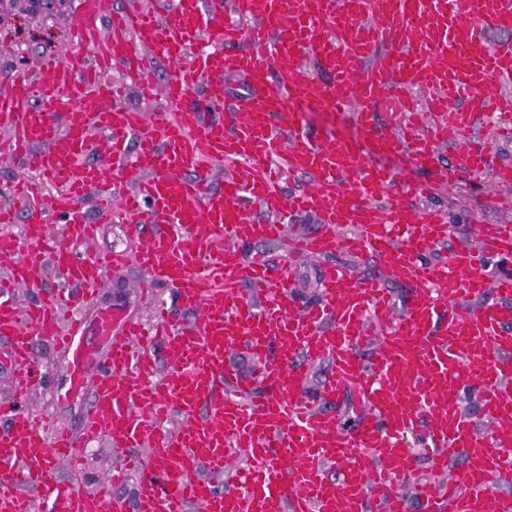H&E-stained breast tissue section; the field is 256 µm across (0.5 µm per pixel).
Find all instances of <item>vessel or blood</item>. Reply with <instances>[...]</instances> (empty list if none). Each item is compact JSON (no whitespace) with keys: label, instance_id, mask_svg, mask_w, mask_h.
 I'll return each mask as SVG.
<instances>
[{"label":"vessel or blood","instance_id":"1","mask_svg":"<svg viewBox=\"0 0 512 512\" xmlns=\"http://www.w3.org/2000/svg\"><path fill=\"white\" fill-rule=\"evenodd\" d=\"M69 27L84 50L45 55L34 75L0 89V127L10 132L0 152L62 188L47 208L37 184L20 182L15 206L0 208L1 224L24 223L23 237L0 235V368L12 381L11 400L0 405V512H30L36 493L48 512H368L373 504L411 512L415 502L423 512H485L492 495L498 512H512L503 490L512 482V275L487 276L490 261L512 262V224L460 243L450 261H431L449 233L444 215L417 207L433 185L399 189L396 173L370 164L352 141L309 133L302 121L322 108L350 118L375 154L440 168L445 183L479 171L493 149L474 139L471 102L495 107L505 118L501 137L512 138V45L488 39L512 33V11L501 0H154L121 9L78 0ZM194 43L204 52L185 59ZM308 60L315 73L300 77ZM159 61L173 66L161 86ZM115 69L124 84L105 80ZM233 75L248 77L250 96L228 127L224 79ZM129 87L145 97L163 92L165 110L148 117L119 106ZM416 89L428 91L425 104ZM99 136L109 145L102 156ZM446 150L457 165L441 167ZM126 170L139 178L116 194ZM295 176L307 186L285 191ZM89 195L106 217L120 200L142 246L89 258L50 246L58 221L72 241L98 236L99 225L75 207ZM295 213L313 215L316 227L289 233ZM284 238L298 257L365 251L377 270L355 277L326 266L319 305L292 312L290 262L246 264L233 247ZM50 262L63 279L51 291ZM130 262L170 287L195 321L179 322L163 306L149 325L104 317L108 359L80 431L31 417L23 404L38 372L33 334L83 359L79 309L104 268ZM390 280L416 286L403 309L387 292ZM21 285L39 292L35 304H16ZM488 292L495 306H464ZM377 327L386 336L376 338ZM159 342L172 362L164 372L151 355ZM373 343L376 356L358 357ZM234 346L253 357L252 374L230 363ZM319 363L328 370L311 402L301 388ZM256 383L267 393L254 395ZM348 390L360 409L350 425L334 409ZM472 390L488 430L458 407ZM175 416L182 422L169 428ZM415 429L434 478L421 477L417 455L402 444ZM102 438L118 460L109 485L92 497L59 483L53 462L76 461L78 448ZM150 440L157 462L132 457ZM334 459L343 464L335 475ZM132 471L130 505L111 488Z\"/></svg>","mask_w":512,"mask_h":512}]
</instances>
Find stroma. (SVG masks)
I'll return each mask as SVG.
<instances>
[{
    "label": "stroma",
    "instance_id": "stroma-1",
    "mask_svg": "<svg viewBox=\"0 0 512 512\" xmlns=\"http://www.w3.org/2000/svg\"><path fill=\"white\" fill-rule=\"evenodd\" d=\"M74 2L40 0L35 6L30 0H0V88L17 74L34 72L39 57L46 51L58 49L66 53L80 48V40L67 24ZM370 161L395 170L402 185L436 184L437 192L429 202L447 214L453 234L434 251L435 259L447 260L458 243H477L481 224H512V187H496L491 172L466 174L442 185L437 170L412 167L401 155H374ZM173 301L170 288L148 282L136 264L107 270L102 287L83 308L81 339L86 356L82 362H75L71 354L54 347L48 338L35 336L33 349L42 370L27 403L29 412L50 414L60 427L79 431L91 401L92 387H74L73 379L79 373L92 377L107 354L101 315L117 311L126 318L146 320L154 303ZM82 455V472H73L67 462L58 461L54 464L55 476L60 482L79 485L91 493L109 477L115 459L104 441L84 448Z\"/></svg>",
    "mask_w": 512,
    "mask_h": 512
}]
</instances>
